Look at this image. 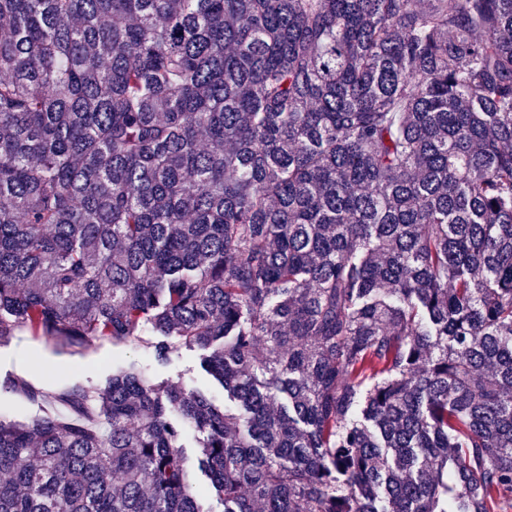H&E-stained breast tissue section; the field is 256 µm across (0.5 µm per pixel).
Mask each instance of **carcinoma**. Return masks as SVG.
<instances>
[{"mask_svg": "<svg viewBox=\"0 0 512 512\" xmlns=\"http://www.w3.org/2000/svg\"><path fill=\"white\" fill-rule=\"evenodd\" d=\"M21 330L231 405L8 379L0 512H512V0H0ZM40 413L37 405L19 392L0 391V414L16 421H27Z\"/></svg>", "mask_w": 512, "mask_h": 512, "instance_id": "cac0c4a2", "label": "carcinoma"}]
</instances>
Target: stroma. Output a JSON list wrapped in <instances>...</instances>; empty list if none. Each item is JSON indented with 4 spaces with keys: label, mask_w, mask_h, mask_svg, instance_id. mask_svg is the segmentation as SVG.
I'll return each mask as SVG.
<instances>
[{
    "label": "stroma",
    "mask_w": 512,
    "mask_h": 512,
    "mask_svg": "<svg viewBox=\"0 0 512 512\" xmlns=\"http://www.w3.org/2000/svg\"><path fill=\"white\" fill-rule=\"evenodd\" d=\"M201 357L200 350L183 347L161 366L133 338L121 344L102 340L77 351L53 347L30 332L20 331L0 343V379L12 376L37 390L56 393L75 384L104 385L118 365L135 361L151 380L201 391L214 404L223 405L224 390L204 370Z\"/></svg>",
    "instance_id": "1"
}]
</instances>
